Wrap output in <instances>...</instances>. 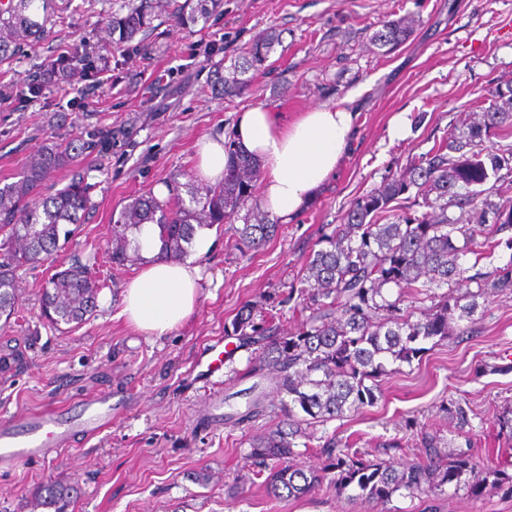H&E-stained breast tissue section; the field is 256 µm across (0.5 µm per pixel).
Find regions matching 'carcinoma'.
<instances>
[{
	"label": "carcinoma",
	"instance_id": "1",
	"mask_svg": "<svg viewBox=\"0 0 512 512\" xmlns=\"http://www.w3.org/2000/svg\"><path fill=\"white\" fill-rule=\"evenodd\" d=\"M222 0H127L112 13V32L97 44L85 39L74 43L62 62L74 69L92 65L101 51L119 50L149 30L153 21L168 14L191 27L207 20ZM72 0H7L0 5V64L10 62L25 49L34 54L53 18L66 19ZM412 28L404 21L384 23L373 34L374 42L392 51L405 43ZM279 35L271 31L248 43L231 64V75L215 77L222 95L235 96L248 86L247 74L263 72ZM505 104L486 110L478 124L458 119L448 138L426 154L410 160L405 168L383 184L355 197L342 223L322 235L323 247L309 256L297 298L300 312H309L299 328L288 336L269 340L265 366L275 371L282 419L266 434L252 440L247 458L257 467L267 494L279 501L297 499L328 482L340 491L379 503L400 490L409 496L446 493L467 486L479 493L489 487L512 484V476L493 473L471 455L448 457L432 436L424 437L422 460L396 466L373 462L358 451L337 448L330 438L321 446L328 464L313 469L288 460L298 455V439H310L306 429L373 405L381 395L380 382L389 372L412 365L426 348L423 343L448 336L451 320L466 322L460 332L469 333L477 323V298L490 291L512 288V260L482 272L480 261L493 256L503 245L512 250V202L481 198L490 177L512 170V146L493 150L486 146L495 131L512 120L509 97L497 92ZM126 136L121 129L97 127L78 141L52 143L32 154L17 180L0 184V318L15 314V271L43 262L68 243L83 214L92 206L94 185L83 173L82 161L93 155L102 161ZM228 164L224 181L214 185L188 177L174 182L169 198L140 195L126 204L113 219L110 242L112 264L124 266L140 259L132 236L144 224L159 228V257L179 259L192 247L196 230L203 226L229 225L235 246L246 256L274 240L281 225L270 219L255 199L258 164L243 154L234 138L225 139ZM59 169L71 173L69 183L55 194L44 196L42 183ZM186 189L181 196L180 188ZM414 196L411 206L401 196ZM470 208L465 224L448 215L451 207ZM243 224H234L236 219ZM474 257L464 265L462 258ZM476 285L471 301L461 303L449 294L435 295L431 288ZM102 285L86 264L75 263L56 271L42 289L41 316L48 323L80 324L96 306ZM430 301L421 317L402 307L406 297ZM229 336L249 344L266 335L254 322L252 309L242 308L231 322ZM21 346H0V374L22 362ZM308 447V444L301 445ZM75 493L70 483L44 484L35 496L43 507L67 512Z\"/></svg>",
	"mask_w": 512,
	"mask_h": 512
}]
</instances>
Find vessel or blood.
I'll return each mask as SVG.
<instances>
[{
    "label": "vessel or blood",
    "mask_w": 512,
    "mask_h": 512,
    "mask_svg": "<svg viewBox=\"0 0 512 512\" xmlns=\"http://www.w3.org/2000/svg\"><path fill=\"white\" fill-rule=\"evenodd\" d=\"M89 434H98L112 423V405L105 396H93L86 401ZM70 430L57 413L37 414L28 421L24 436H16L9 425H0V461L39 459L66 446Z\"/></svg>",
    "instance_id": "b4317fda"
}]
</instances>
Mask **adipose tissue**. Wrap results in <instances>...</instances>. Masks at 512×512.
<instances>
[{
    "mask_svg": "<svg viewBox=\"0 0 512 512\" xmlns=\"http://www.w3.org/2000/svg\"><path fill=\"white\" fill-rule=\"evenodd\" d=\"M355 130L350 100L320 104L289 123L266 107L239 112L233 135L263 171L258 202L280 223L291 222L317 198L348 153ZM144 264L126 287L120 317L151 336H164L191 315L200 295L199 270L191 261L161 260L158 230L138 236Z\"/></svg>",
    "mask_w": 512,
    "mask_h": 512,
    "instance_id": "obj_1",
    "label": "adipose tissue"
}]
</instances>
